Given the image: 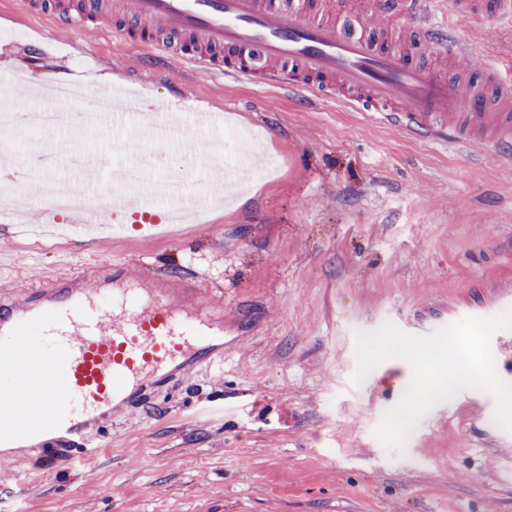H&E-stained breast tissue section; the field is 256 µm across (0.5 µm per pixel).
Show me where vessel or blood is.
I'll list each match as a JSON object with an SVG mask.
<instances>
[{"label":"vessel or blood","mask_w":512,"mask_h":512,"mask_svg":"<svg viewBox=\"0 0 512 512\" xmlns=\"http://www.w3.org/2000/svg\"><path fill=\"white\" fill-rule=\"evenodd\" d=\"M372 12L403 19V31L373 29L354 0H40L52 27L82 37L100 20L119 38L166 64L177 52L184 66L208 77L262 73L267 85L305 104L333 99L369 119L394 125L439 146H489L512 163V101L490 105L481 93L454 89L446 75L420 64L409 47L430 45L450 59L475 55L459 41L464 16L493 17L512 28V0H372ZM149 141H134L132 166L162 161L182 144V132L154 120ZM212 187L224 193L232 178L208 151ZM197 197L177 180L146 186L135 205L145 222L158 213L195 211ZM126 207L77 210V223H115ZM184 313L170 294L122 288L90 294L61 283L34 318L7 321L0 372L23 376L19 388L0 389V442L52 431L71 458L93 455L90 437L112 411L149 383H176V369L204 363L224 350L220 329L204 304Z\"/></svg>","instance_id":"vessel-or-blood-1"}]
</instances>
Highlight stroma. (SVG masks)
I'll use <instances>...</instances> for the list:
<instances>
[{
    "label": "stroma",
    "instance_id": "35a3bbf8",
    "mask_svg": "<svg viewBox=\"0 0 512 512\" xmlns=\"http://www.w3.org/2000/svg\"><path fill=\"white\" fill-rule=\"evenodd\" d=\"M495 19L463 18L485 57L512 49ZM0 54L24 82L76 72L73 105L97 108L98 77L138 93L139 131L153 113H223L254 134L275 172L257 173L210 223L145 237L134 219L101 234L107 268L83 286L126 280L177 292L194 276L224 318V353L172 387L113 408L98 453L73 464L54 440L0 454V512H512L498 459L512 431L497 402L470 389L431 408L405 443L373 434L405 386L396 359L357 378L356 335L389 322L427 335L501 313L512 290V164L490 149H441L330 102L301 103L251 79L206 80L147 55L108 28L74 40L18 0H0ZM24 224H0V308L22 312L27 288L54 287L89 243L45 246Z\"/></svg>",
    "mask_w": 512,
    "mask_h": 512
}]
</instances>
